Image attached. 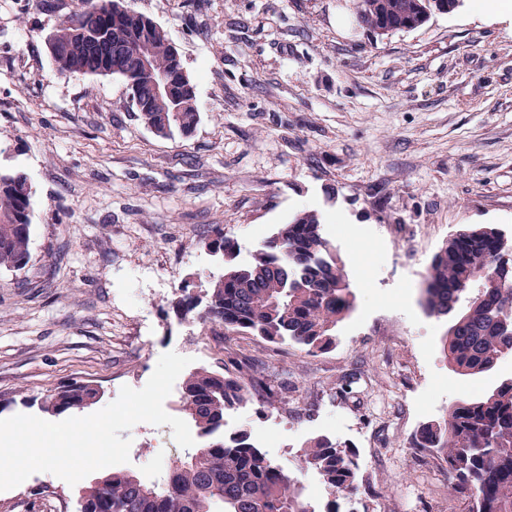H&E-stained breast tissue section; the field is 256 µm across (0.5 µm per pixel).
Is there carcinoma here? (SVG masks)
Here are the masks:
<instances>
[{
	"label": "carcinoma",
	"instance_id": "obj_1",
	"mask_svg": "<svg viewBox=\"0 0 512 512\" xmlns=\"http://www.w3.org/2000/svg\"><path fill=\"white\" fill-rule=\"evenodd\" d=\"M79 0L56 28L63 51L51 56L61 73L99 76L105 57L77 31L102 29L120 41L112 67L129 68L143 58L150 72L125 78L140 118L157 135H190L198 121L195 88L182 79L177 99L148 96L152 79L173 71L172 43L159 25L112 0ZM459 0H354L360 24L379 35L412 30L435 12L449 13ZM32 186L20 171L0 172V269L21 271L31 260ZM203 243L221 260L206 285L185 283L173 304L179 319L212 333L260 336L275 345L292 344L309 354L335 344L336 328L355 310L345 266L316 210L298 213L264 238L246 264L237 246L216 225ZM422 306L437 319L448 318L440 339L452 372L478 379L512 356V238L492 225L463 229L433 256L425 269ZM240 371L206 367L190 371L183 383L181 410L201 439L184 459L173 461L166 480L148 485L130 471H115L99 488L82 489L77 512H340L338 500L358 491L355 454L319 435L306 441L295 469L270 457L245 431L224 435L228 412L253 399L269 402L285 389L274 373L248 357ZM96 394L93 384L62 386L40 400L42 409L63 413ZM411 447L433 449L447 464L448 488L469 499L470 512H512V378L448 406V417L422 425ZM316 473L327 500L318 507L305 494L301 477Z\"/></svg>",
	"mask_w": 512,
	"mask_h": 512
}]
</instances>
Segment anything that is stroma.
I'll return each instance as SVG.
<instances>
[{"label":"stroma","instance_id":"1","mask_svg":"<svg viewBox=\"0 0 512 512\" xmlns=\"http://www.w3.org/2000/svg\"><path fill=\"white\" fill-rule=\"evenodd\" d=\"M177 46L199 122L163 138L118 76L59 73L45 35L78 0H0V168L24 172L31 255L0 270V419L96 382L100 406L142 388L167 352L194 366L234 346L270 357L289 382L272 403L226 417L282 464L325 435L358 455L342 512H468L448 475L411 447L422 424L484 383L453 374L446 319L421 300L424 268L456 232L512 235V24L467 0L384 36L353 0H127ZM321 212L355 310L312 355L179 321L187 277L219 267L202 242L220 224L248 260L303 210ZM127 470L163 478L185 450L171 426L139 423ZM79 486L37 472L0 491V512H76Z\"/></svg>","mask_w":512,"mask_h":512}]
</instances>
